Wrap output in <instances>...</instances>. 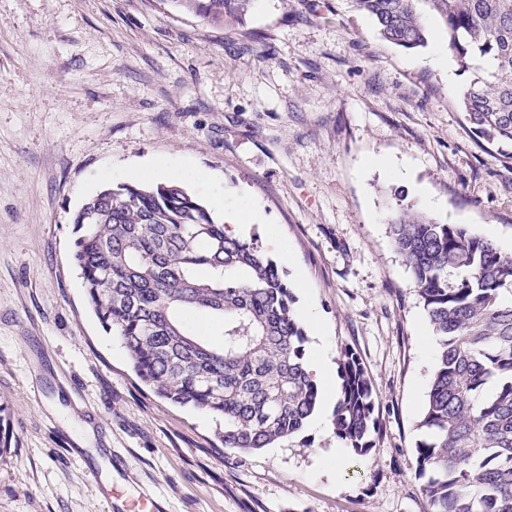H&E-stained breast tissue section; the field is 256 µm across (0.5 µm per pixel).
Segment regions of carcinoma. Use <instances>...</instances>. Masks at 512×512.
<instances>
[{
  "instance_id": "cac0c4a2",
  "label": "carcinoma",
  "mask_w": 512,
  "mask_h": 512,
  "mask_svg": "<svg viewBox=\"0 0 512 512\" xmlns=\"http://www.w3.org/2000/svg\"><path fill=\"white\" fill-rule=\"evenodd\" d=\"M211 23H241L254 0H169ZM380 36L428 44L427 17L471 73L459 106L512 159V0H352ZM74 261L88 305L159 397L208 412L224 447L243 453L299 434L319 389L307 334L278 264L232 233L177 182L106 188L74 216ZM437 341L415 448L430 512H512V252L460 224L411 208L388 218ZM222 325L212 345L184 330L187 311ZM336 438L362 453L377 430L375 392L342 351Z\"/></svg>"
}]
</instances>
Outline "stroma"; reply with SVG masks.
<instances>
[{
  "label": "stroma",
  "instance_id": "35a3bbf8",
  "mask_svg": "<svg viewBox=\"0 0 512 512\" xmlns=\"http://www.w3.org/2000/svg\"><path fill=\"white\" fill-rule=\"evenodd\" d=\"M407 51L350 0H254L209 24L170 0H0V512H430L415 447L435 357L388 215L412 207L512 250V161L479 138L466 82ZM391 162L392 171L375 166ZM160 161L187 188L256 209L244 233L334 354L351 348L379 430L343 468L312 427L243 454L215 418L142 383L87 304L73 218ZM432 205H425L424 196Z\"/></svg>",
  "mask_w": 512,
  "mask_h": 512
}]
</instances>
